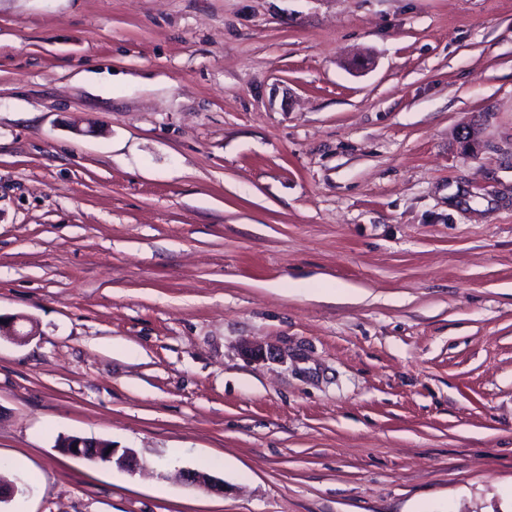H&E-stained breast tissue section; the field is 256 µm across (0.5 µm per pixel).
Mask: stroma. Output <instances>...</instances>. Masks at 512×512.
<instances>
[{"label": "stroma", "instance_id": "stroma-1", "mask_svg": "<svg viewBox=\"0 0 512 512\" xmlns=\"http://www.w3.org/2000/svg\"><path fill=\"white\" fill-rule=\"evenodd\" d=\"M0 315V512H512V0H0ZM24 323H29L30 329H26ZM35 333L33 321L25 315H17L6 321L0 316V338L5 336L16 343H25ZM87 439L85 437H63L61 444L64 445V447H61V445H58L57 448H60L63 452L69 454L70 448H73V453L69 455H73L75 457H80L78 459L87 460L90 462H102V463H112L113 464V448L111 451H108L109 447H112L111 444L101 442L100 444L103 446L102 453L98 457H94V454H89L88 456L82 457L81 448H88L85 447V445L88 443ZM74 447H77V451H74Z\"/></svg>", "mask_w": 512, "mask_h": 512}]
</instances>
